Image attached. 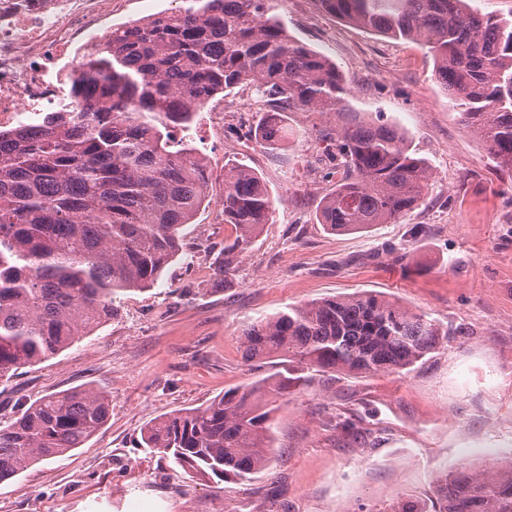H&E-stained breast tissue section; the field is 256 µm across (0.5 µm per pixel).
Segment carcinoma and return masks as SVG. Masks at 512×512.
I'll return each instance as SVG.
<instances>
[{
	"instance_id": "1",
	"label": "carcinoma",
	"mask_w": 512,
	"mask_h": 512,
	"mask_svg": "<svg viewBox=\"0 0 512 512\" xmlns=\"http://www.w3.org/2000/svg\"><path fill=\"white\" fill-rule=\"evenodd\" d=\"M326 12L381 36L418 43L463 125L512 170V18L468 0H318ZM182 10L112 28L88 48L75 107L33 127L0 131V379L58 356L112 320V299L153 287L182 252L183 229L208 197L193 148L174 133L217 95L248 85L269 97L265 145L285 140L282 110L341 112L335 63L288 34L269 0H185ZM347 173L319 223L335 233L391 224L419 204L431 173L403 131L353 114L339 132ZM224 223L235 235L213 262L225 282L274 209L261 177L224 164ZM439 325L376 294L291 306L242 332L248 361L277 371L206 405L151 423L145 448L190 477L245 484L269 462L275 402L301 371L404 374L445 339ZM91 389L35 399L0 424V481L82 447L108 420ZM386 512H512V462L463 467L436 480L433 500L398 498Z\"/></svg>"
}]
</instances>
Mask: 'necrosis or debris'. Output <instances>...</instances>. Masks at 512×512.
<instances>
[{
    "mask_svg": "<svg viewBox=\"0 0 512 512\" xmlns=\"http://www.w3.org/2000/svg\"><path fill=\"white\" fill-rule=\"evenodd\" d=\"M111 17L112 0H0V130L74 107L75 48Z\"/></svg>",
    "mask_w": 512,
    "mask_h": 512,
    "instance_id": "1",
    "label": "necrosis or debris"
}]
</instances>
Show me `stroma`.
<instances>
[{
  "mask_svg": "<svg viewBox=\"0 0 512 512\" xmlns=\"http://www.w3.org/2000/svg\"><path fill=\"white\" fill-rule=\"evenodd\" d=\"M289 34L336 63L343 106L401 129L430 166L423 201L391 224L333 234L322 198L342 176L334 112H286L278 148L253 130L264 101L248 86L219 94L224 125L198 115L192 144L209 195L236 161L263 179L275 208L229 284L212 262L233 228L214 206L184 231L180 257L145 292L114 302L112 320L58 356L0 382V422L36 398L103 392L111 415L81 448L0 481V512H384L429 500L436 480L512 459V171L497 168L461 122L420 45L356 27L317 0H274ZM373 293L424 313L448 341L404 375L309 373L272 414V459L251 483L192 480L141 447L156 419L267 376L241 333L287 307Z\"/></svg>",
  "mask_w": 512,
  "mask_h": 512,
  "instance_id": "1",
  "label": "stroma"
}]
</instances>
